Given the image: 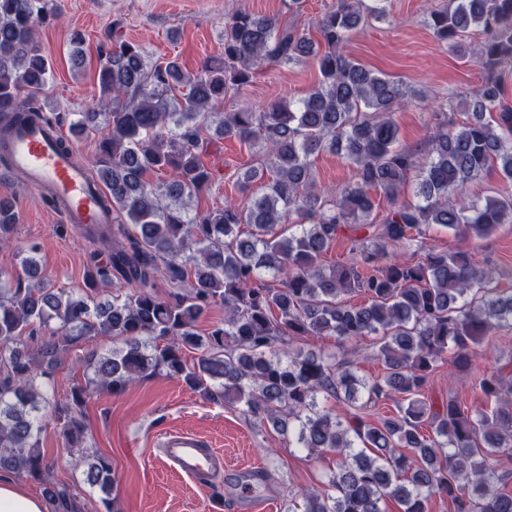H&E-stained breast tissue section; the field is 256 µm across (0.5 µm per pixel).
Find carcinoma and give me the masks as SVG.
<instances>
[{"label": "carcinoma", "mask_w": 512, "mask_h": 512, "mask_svg": "<svg viewBox=\"0 0 512 512\" xmlns=\"http://www.w3.org/2000/svg\"><path fill=\"white\" fill-rule=\"evenodd\" d=\"M50 0H0V163L17 125L61 116L25 102L45 90L51 64L35 38ZM386 19L365 0H338L314 23L315 33L273 16L237 8L224 21V53L197 73L174 57L152 59L138 43L114 37L99 46L100 104L78 113L75 133H99L92 179L106 188L114 222L87 233L108 244L85 287L56 292L42 276L32 244L21 273L0 287V474L44 481L40 411L61 425L67 444L86 447V399L164 373L209 400L239 406L249 418L293 434L310 456L336 453V469L313 490L290 500L286 512H430L446 497L453 512H512L503 485L512 471V385L497 373L479 387L491 409L464 410L454 396L439 402L424 390L436 366H467L482 345L512 329V290L499 273L478 266L464 250L438 252L423 241L439 226L472 240L512 224V196L467 194L487 171L512 183V108L503 103V75L512 71V0H448L427 24L461 59H475L481 84L466 92L467 120L446 105L430 113L425 149L398 145L395 106L422 97L403 81L346 55L353 32ZM482 40L467 42L469 31ZM306 60L319 70L316 87L297 104L260 110L240 103L220 113L216 132L261 155L237 179L244 200L189 210L213 182L201 155L203 130L215 109L247 86L267 61ZM339 155L354 181L324 195L313 189L311 157ZM172 172L170 180L146 175ZM411 197L403 198L406 192ZM391 203L376 220V196ZM17 215L0 200V243L10 242ZM349 231L350 257L324 264L332 242ZM415 244L417 262L386 260L391 247ZM277 285L261 287L263 274ZM169 288L156 291V282ZM129 284L139 291L101 303L95 291ZM362 293L367 302L347 303ZM224 321L204 334L196 325L213 306ZM54 325L49 340L22 343L35 324ZM84 336L121 341L91 357L93 377L51 400L47 379L69 347ZM308 336L339 342L373 340L384 374L367 379L334 354L304 351ZM199 353L189 364L185 352ZM346 406L336 415L323 400ZM392 401L395 411L373 421L363 410ZM406 448L409 454L396 453ZM85 483L100 491L105 512H117L112 461L85 460ZM50 512H81L66 486L44 489Z\"/></svg>", "instance_id": "carcinoma-1"}]
</instances>
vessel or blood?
I'll list each match as a JSON object with an SVG mask.
<instances>
[{"instance_id": "1", "label": "vessel or blood", "mask_w": 512, "mask_h": 512, "mask_svg": "<svg viewBox=\"0 0 512 512\" xmlns=\"http://www.w3.org/2000/svg\"><path fill=\"white\" fill-rule=\"evenodd\" d=\"M63 138L55 126L17 127L5 147L11 169L22 173L28 187L75 229L83 232L111 223L113 214L103 204L104 188L74 163L71 151L60 145ZM159 447L166 464L199 485H209L224 471L223 454L195 432L168 431L160 437Z\"/></svg>"}]
</instances>
